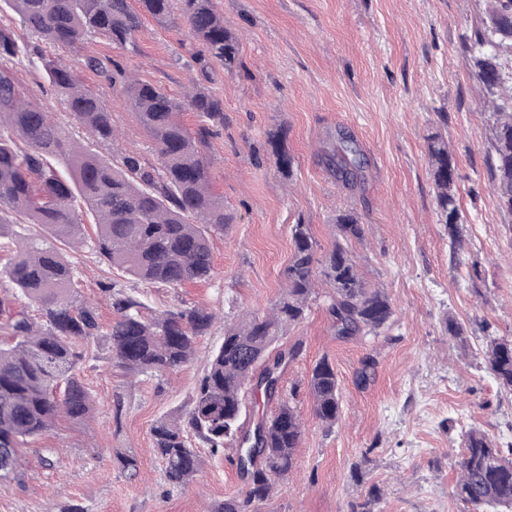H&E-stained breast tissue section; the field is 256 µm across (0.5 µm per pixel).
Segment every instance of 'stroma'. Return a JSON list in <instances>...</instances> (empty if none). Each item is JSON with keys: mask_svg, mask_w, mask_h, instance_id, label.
<instances>
[{"mask_svg": "<svg viewBox=\"0 0 512 512\" xmlns=\"http://www.w3.org/2000/svg\"><path fill=\"white\" fill-rule=\"evenodd\" d=\"M240 42L233 73L213 65L209 88L224 103V124L209 138L214 192L233 217L211 238L214 274L178 288L128 279L86 243L73 260L84 298L97 301L101 326L113 311L100 285L117 282L146 312L204 306L218 318L200 340L209 350L224 338V320L266 311L284 284L292 253L290 228L310 225L319 253L337 239L335 219L355 210L362 240L352 242L370 285L389 296L394 315L379 336H337L319 289L305 320L289 329L299 357L281 379L304 423L295 469L271 500L250 512H471L456 496L454 460L466 432L486 433L512 447V392L487 369L489 337H512V215L494 195L488 167L496 114L475 77L467 36L481 27L488 0H215ZM19 46L70 68L98 95L122 137L117 147L156 163L121 87L110 86L86 59H112L133 78L180 95L198 75L200 44L180 17L168 24L144 17L134 48L90 36L74 48L40 44L0 0V26ZM28 98L69 139L111 156L77 125L42 69L8 62ZM284 131L293 174L284 178L267 144ZM352 134L366 159L361 182L347 187L328 166L338 131ZM440 135L455 163L464 248L454 252L439 222L428 139ZM456 322L461 336L448 332ZM82 380L93 406L83 422L60 419L41 441L58 461L46 467L40 449L23 451L19 476L0 478V512H202L244 497L235 451L198 446L202 468L181 487L168 486L152 427L184 415L203 375V359L162 376L109 368L103 337L80 346ZM328 360L340 385L342 415L326 428L312 411L307 380ZM373 361L367 383L357 381ZM124 456L137 461L123 471Z\"/></svg>", "mask_w": 512, "mask_h": 512, "instance_id": "stroma-1", "label": "stroma"}]
</instances>
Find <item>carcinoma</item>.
Wrapping results in <instances>:
<instances>
[{"instance_id": "cac0c4a2", "label": "carcinoma", "mask_w": 512, "mask_h": 512, "mask_svg": "<svg viewBox=\"0 0 512 512\" xmlns=\"http://www.w3.org/2000/svg\"><path fill=\"white\" fill-rule=\"evenodd\" d=\"M27 29L51 46L73 47L91 35L117 47L131 42L144 16L168 22L174 11L189 35L202 46L201 74L214 62L231 73L238 64L239 43L224 26L214 0H6ZM484 27L466 40L482 90L510 94L495 105L490 169L493 191L512 214V75L501 56L512 51V0H490ZM20 53L13 31L0 26V59ZM33 66L44 69L75 122L96 141L116 140L112 113L56 60L33 50ZM87 66L123 86L137 124L154 143L158 166L147 169L135 152L114 161L68 140L51 114L28 100L11 69L0 66V239L15 242L3 273L14 293L0 297V476L21 467V446L35 445L65 416L84 421L91 399L78 373V345L100 333L95 306L81 300L74 262L63 247L85 242L83 217L91 215L95 248L112 268L134 279L178 287L213 276L211 233L224 231L231 215L224 198L214 194L205 148L213 128L224 126L222 101L199 82L180 98L126 75L117 63L106 68L98 58ZM184 112L201 119L195 131L181 121ZM268 145L286 175L292 159L276 134ZM344 181L354 180L362 165L357 142L341 138ZM430 175L440 215L454 248L461 247L463 226L454 191L455 161L448 145L436 137L429 144ZM62 162L64 176L52 163ZM340 241L317 255L310 225L294 224L293 254L284 271L285 287L268 311L247 313L224 323L222 344L206 356L193 406L184 418L160 420L152 429L154 445L172 486L188 482L200 460L188 445L194 435L213 452L233 445L237 466L247 481L244 500L228 498L206 512H244L266 501L294 468L303 425L296 407L280 398L284 369L300 354L301 344L283 347L289 327L306 317L316 287L330 288L327 311L340 336L377 335L393 316L388 296L363 278L349 243L363 236L359 216H337ZM116 313L105 340L111 366L128 374L155 376L174 372L197 354L199 340L216 314L207 308L164 310L147 315L135 297L101 284ZM19 299L35 307H17ZM485 363L500 386L512 390V339L493 338ZM307 388L316 418L333 427L341 415L339 383L328 360L312 370ZM279 399L269 417L245 427L243 410L251 396ZM455 492L472 512L500 506L512 512V448L495 447L487 436L469 431L456 462Z\"/></svg>"}]
</instances>
